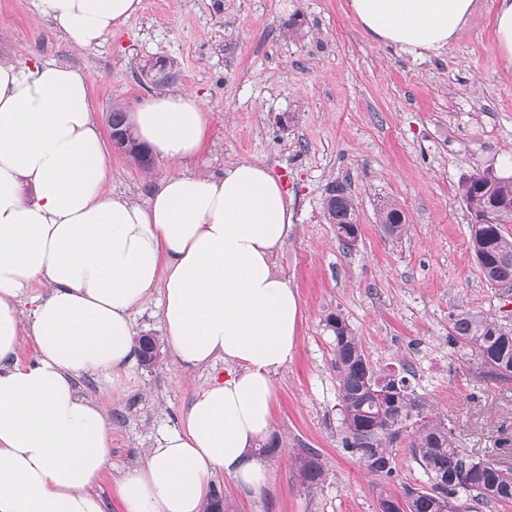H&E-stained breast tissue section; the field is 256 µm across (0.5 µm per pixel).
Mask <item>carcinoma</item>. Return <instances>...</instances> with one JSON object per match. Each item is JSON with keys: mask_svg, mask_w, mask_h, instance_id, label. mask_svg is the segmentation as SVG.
<instances>
[{"mask_svg": "<svg viewBox=\"0 0 512 512\" xmlns=\"http://www.w3.org/2000/svg\"><path fill=\"white\" fill-rule=\"evenodd\" d=\"M108 120L126 143L124 154L143 171H150L152 161L139 149L120 104L112 106ZM460 195L470 216L469 247L483 278L497 288H512V235L504 231V225L512 223V176L495 179L487 170L478 172L462 181ZM323 217L336 228L339 241L359 221L348 194L338 203H326ZM377 218L391 238L399 239L406 232L405 213L394 202L382 204ZM326 327L333 333L345 447L369 473L389 476L396 465L395 437L409 434L410 452L428 478V491L380 492V507L389 512H460L454 498L461 492L473 512L491 504L512 503V470L497 467L487 457L467 459L458 450L454 430L432 414L425 397L411 389L407 377H396L371 363L360 336L342 313L329 314ZM451 329L483 376L512 378L511 324L482 312L462 310L452 318ZM385 389L384 398L373 396ZM301 476L310 485L324 480L317 456L303 460Z\"/></svg>", "mask_w": 512, "mask_h": 512, "instance_id": "1", "label": "carcinoma"}]
</instances>
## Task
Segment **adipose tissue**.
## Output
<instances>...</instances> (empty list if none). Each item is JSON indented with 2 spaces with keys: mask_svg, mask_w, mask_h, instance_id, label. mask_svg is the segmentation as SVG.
Wrapping results in <instances>:
<instances>
[{
  "mask_svg": "<svg viewBox=\"0 0 512 512\" xmlns=\"http://www.w3.org/2000/svg\"><path fill=\"white\" fill-rule=\"evenodd\" d=\"M375 40L419 55L454 42L473 0H346ZM69 46L120 35L141 0H34ZM88 73L0 60V512H104L112 458L95 375L120 388L137 359L133 314L154 303L174 363L211 368L178 423L117 482L123 512H206L218 476L261 494L255 450L272 427L274 377L292 360L297 291L274 268L292 226L263 162L204 172V99L158 92L131 114L166 172L141 201L107 193L109 151ZM30 341L34 359L18 351ZM223 372H216V364Z\"/></svg>",
  "mask_w": 512,
  "mask_h": 512,
  "instance_id": "adipose-tissue-1",
  "label": "adipose tissue"
}]
</instances>
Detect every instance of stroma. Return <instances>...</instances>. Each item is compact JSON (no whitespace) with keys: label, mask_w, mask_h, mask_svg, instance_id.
Here are the masks:
<instances>
[{"label":"stroma","mask_w":512,"mask_h":512,"mask_svg":"<svg viewBox=\"0 0 512 512\" xmlns=\"http://www.w3.org/2000/svg\"><path fill=\"white\" fill-rule=\"evenodd\" d=\"M122 35L96 50L68 47L33 0H0V58L42 60L92 73L95 118L113 103L135 109L148 94L145 61L177 62L179 88L211 109L200 167L253 159L279 175L292 229L274 264L298 293L294 357L276 376L267 490L252 497L227 477L217 487L229 512H380V490L401 494L427 478L407 446L391 476L368 473L343 446L333 334L340 312L377 366L408 369L409 382L447 420L466 452L512 468V380L484 378L451 337V317L481 311L512 324V291L490 286L469 249L458 195L466 177L512 159V66L494 39L492 0H475L462 35L417 57L366 35L346 0H142ZM298 24L284 35L290 16ZM112 194L141 198L147 175L110 149ZM345 185L359 212L347 249L322 218L328 184ZM395 201L408 231L387 237L376 222ZM209 369L134 364L118 393L103 396L112 463L98 486L107 512H123L116 483L160 429L175 425ZM318 455L328 472L310 486L300 462Z\"/></svg>","instance_id":"1"}]
</instances>
